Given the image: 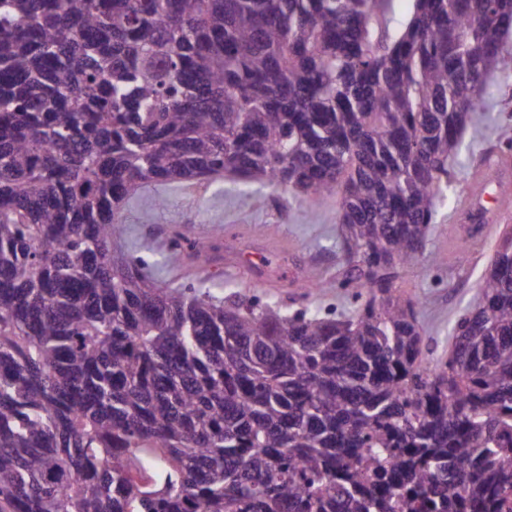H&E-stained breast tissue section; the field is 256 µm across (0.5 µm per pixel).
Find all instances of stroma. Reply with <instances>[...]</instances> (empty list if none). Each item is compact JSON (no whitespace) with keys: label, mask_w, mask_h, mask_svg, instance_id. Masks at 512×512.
<instances>
[{"label":"stroma","mask_w":512,"mask_h":512,"mask_svg":"<svg viewBox=\"0 0 512 512\" xmlns=\"http://www.w3.org/2000/svg\"><path fill=\"white\" fill-rule=\"evenodd\" d=\"M464 149L454 165L455 186L488 180L483 197L490 226L465 239L463 198L448 196L442 205L422 260L401 268L400 293L419 300L417 321L427 363L448 356L459 317L479 298V282L503 230L512 226V203L501 200L500 187L512 191V83L501 85L484 112L464 135ZM168 199L165 208L157 197ZM338 203L329 198L287 203L271 191L242 194L239 183L220 180L196 185H144L125 207L122 247L144 261L161 281L174 287L206 288L218 298L237 294L277 303L289 311L309 305L320 314L350 315L359 307L338 288L341 265L336 236ZM200 227L216 251L210 264H181L171 250L175 228ZM278 266V277L252 276L261 260ZM313 268L329 288L303 295L294 282L302 267Z\"/></svg>","instance_id":"1"}]
</instances>
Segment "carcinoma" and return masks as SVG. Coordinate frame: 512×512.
<instances>
[{"label":"carcinoma","mask_w":512,"mask_h":512,"mask_svg":"<svg viewBox=\"0 0 512 512\" xmlns=\"http://www.w3.org/2000/svg\"><path fill=\"white\" fill-rule=\"evenodd\" d=\"M390 2L0 0V512H512V235L444 361L394 289L512 79V0ZM222 176L339 197L357 313L114 248L143 185Z\"/></svg>","instance_id":"carcinoma-1"}]
</instances>
